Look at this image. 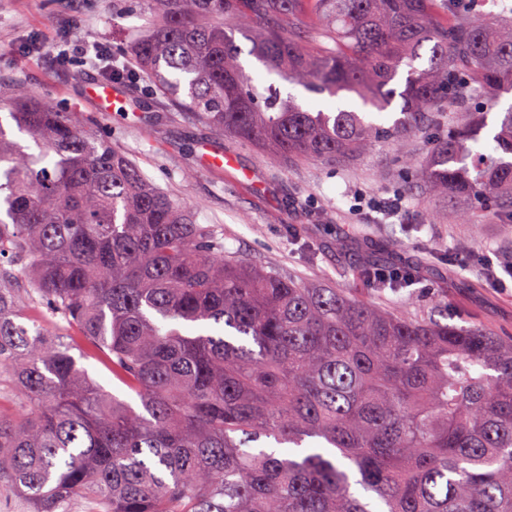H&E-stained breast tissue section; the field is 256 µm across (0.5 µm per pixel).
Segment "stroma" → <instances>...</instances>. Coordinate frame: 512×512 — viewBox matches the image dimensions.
<instances>
[{
  "mask_svg": "<svg viewBox=\"0 0 512 512\" xmlns=\"http://www.w3.org/2000/svg\"><path fill=\"white\" fill-rule=\"evenodd\" d=\"M144 24L132 0H0V85L23 82L35 95L82 113L149 180L190 208L197 223L215 226L226 255L370 300L374 294L357 270L367 253H380L423 268L394 302L406 303L412 294L424 300L435 290L447 295L453 317L512 339V290L487 281L480 267L488 257L512 260V224L449 223L444 203L406 186L400 165L425 155L423 140L382 144L344 165L300 161L284 169L190 114L168 111L146 75L122 87L126 111H99L86 85L106 82V60L63 63L59 47L80 39L120 59ZM205 143L233 154L236 168H208L200 157ZM396 193L404 199L399 214L370 208V200ZM431 212L432 224L425 220Z\"/></svg>",
  "mask_w": 512,
  "mask_h": 512,
  "instance_id": "1",
  "label": "stroma"
}]
</instances>
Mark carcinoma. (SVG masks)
Returning <instances> with one entry per match:
<instances>
[{"label": "carcinoma", "instance_id": "carcinoma-1", "mask_svg": "<svg viewBox=\"0 0 512 512\" xmlns=\"http://www.w3.org/2000/svg\"><path fill=\"white\" fill-rule=\"evenodd\" d=\"M460 0H146L128 49L175 112L283 167L343 164L422 138L403 161L457 224H512V17ZM250 44L248 51L236 36ZM269 76L355 96L313 111ZM0 123V371L29 410L0 416V477L33 512H512V340L224 254L78 113L16 83ZM25 275L20 293L16 271ZM383 293L413 267L362 265ZM63 325L51 331L30 314ZM93 357L142 407L102 390ZM358 485L363 494L352 491Z\"/></svg>", "mask_w": 512, "mask_h": 512}]
</instances>
